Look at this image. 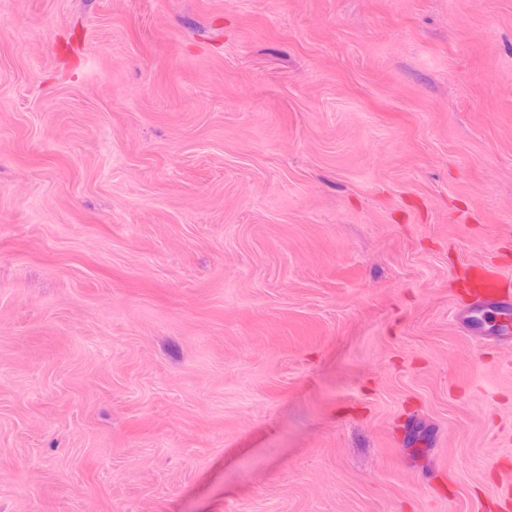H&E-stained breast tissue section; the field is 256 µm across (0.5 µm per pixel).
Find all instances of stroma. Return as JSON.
I'll use <instances>...</instances> for the list:
<instances>
[{"instance_id":"1","label":"stroma","mask_w":512,"mask_h":512,"mask_svg":"<svg viewBox=\"0 0 512 512\" xmlns=\"http://www.w3.org/2000/svg\"><path fill=\"white\" fill-rule=\"evenodd\" d=\"M512 0H0V512H512ZM468 271L476 272L479 289L474 306L460 313L459 319L471 335L485 336L489 333L487 314L507 318L512 313V293L503 288L505 280L498 272L479 266H470Z\"/></svg>"}]
</instances>
